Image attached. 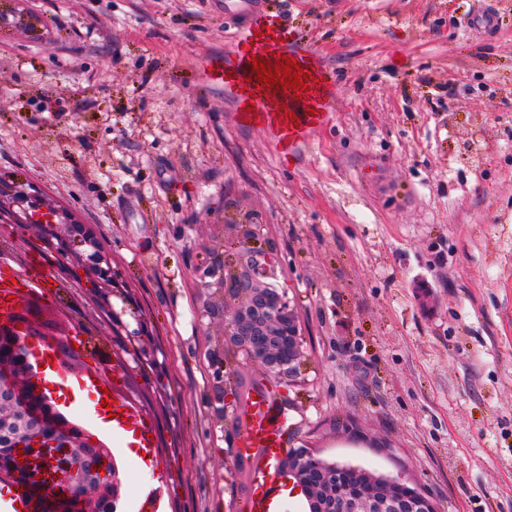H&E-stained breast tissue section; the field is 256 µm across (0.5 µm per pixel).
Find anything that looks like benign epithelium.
<instances>
[{
  "label": "benign epithelium",
  "mask_w": 512,
  "mask_h": 512,
  "mask_svg": "<svg viewBox=\"0 0 512 512\" xmlns=\"http://www.w3.org/2000/svg\"><path fill=\"white\" fill-rule=\"evenodd\" d=\"M6 192L10 193V203L8 213L0 216V231L15 235L21 243L24 235L17 232L15 217L35 205L45 213L49 204L12 187ZM56 223L70 229L69 237L60 239L57 246L61 260L81 270L89 287L101 284L116 287L108 258L84 226L63 212L58 220H50V224ZM235 228L239 252L229 260L224 255V246L211 249L208 264L200 276V289L206 297V316L223 324L221 343L208 354L217 404L215 416L224 422L225 398L231 396L235 411L233 427L238 432L248 422L249 403L234 393L228 394L224 388V352L242 353L259 364L266 376L291 381L297 374L303 337L297 309L290 305L286 293L271 282L278 265L275 249L254 246L260 236V223L253 215L245 214L235 222ZM40 302L36 296H27L0 314V344L13 343V328L20 325L25 329L26 341L19 342L17 347L46 345L54 359L70 372L87 371L79 363L71 332L52 324L47 318L48 310L40 308ZM0 389L5 392V398L0 399V420L12 423L15 449H27L23 468L11 467L7 473L12 480L31 482L33 495L25 503L26 507L33 512H64L63 504L74 498L82 506L101 497L114 503L119 500L121 480L117 462H112L111 480L94 482L104 450L101 441H92L94 435L84 431L75 434L73 426L49 404L43 412L48 419L44 436L33 435L27 419L12 415L14 399H46L45 387L34 385L26 375L18 374L0 383ZM59 439L66 440L65 457L54 448ZM278 473L293 492L323 502L325 507L321 512H428L432 507L431 501L418 489L406 496L397 495L395 488L406 485L401 478L368 474L329 462L318 464L305 448L280 458Z\"/></svg>",
  "instance_id": "7a95c632"
}]
</instances>
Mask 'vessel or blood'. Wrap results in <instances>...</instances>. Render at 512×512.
I'll list each match as a JSON object with an SVG mask.
<instances>
[{
	"label": "vessel or blood",
	"instance_id": "1",
	"mask_svg": "<svg viewBox=\"0 0 512 512\" xmlns=\"http://www.w3.org/2000/svg\"><path fill=\"white\" fill-rule=\"evenodd\" d=\"M224 14L227 18H244L235 50L234 82L228 87L237 108H252L254 120L275 127L289 147H296L305 137L306 131L324 121L325 110L331 104L327 93V77L310 52L293 48L291 43L281 41L274 26L273 17L267 11L265 0H224ZM264 36L267 52L280 53L295 59L309 76V92L295 100L289 113L273 112L268 108L270 100L281 94V85L257 89L253 80L250 47L257 36ZM295 114L296 122H288L287 114ZM49 282L39 275H14L8 268H0V304L6 296L20 295L22 290L44 292ZM120 376L101 379L99 374H88L82 378L67 382L66 387L72 394L73 402H80L84 392L105 387V399L114 410L120 411V418L111 423L113 432L127 433L134 428L139 432L136 444L142 452H151L157 446L154 436L155 425L142 416L140 411L130 405L121 396L118 385ZM288 413L281 406L274 389H267L264 396L255 401L249 426L239 435L235 447L238 452L249 453L253 449H265L264 457L255 466L256 484L259 495L248 503L249 512H282V503L277 494L278 477L273 467L275 458L284 453Z\"/></svg>",
	"mask_w": 512,
	"mask_h": 512
}]
</instances>
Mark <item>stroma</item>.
<instances>
[{
    "instance_id": "1",
    "label": "stroma",
    "mask_w": 512,
    "mask_h": 512,
    "mask_svg": "<svg viewBox=\"0 0 512 512\" xmlns=\"http://www.w3.org/2000/svg\"><path fill=\"white\" fill-rule=\"evenodd\" d=\"M496 24L484 31L478 6ZM331 80L292 154L241 124L218 72L224 0H0V179L87 227L117 288L92 296L43 229L49 304L91 325L89 365L158 429L126 512H243L236 436L211 407L198 269L257 214L304 356L276 384L289 449L412 481L435 512H512V0H272ZM144 320L147 336L124 325Z\"/></svg>"
}]
</instances>
